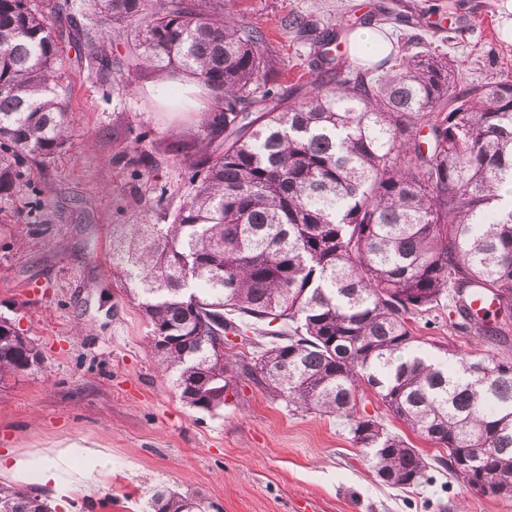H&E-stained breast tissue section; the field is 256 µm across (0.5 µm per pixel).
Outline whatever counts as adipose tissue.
<instances>
[{
    "label": "adipose tissue",
    "instance_id": "obj_1",
    "mask_svg": "<svg viewBox=\"0 0 512 512\" xmlns=\"http://www.w3.org/2000/svg\"><path fill=\"white\" fill-rule=\"evenodd\" d=\"M104 469V459L94 448L78 451L61 448L27 459L15 457L8 451L0 453V474L9 473L29 483L52 486L62 496L71 489L70 473L78 472L89 478Z\"/></svg>",
    "mask_w": 512,
    "mask_h": 512
}]
</instances>
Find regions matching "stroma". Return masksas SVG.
<instances>
[{
	"label": "stroma",
	"instance_id": "obj_1",
	"mask_svg": "<svg viewBox=\"0 0 512 512\" xmlns=\"http://www.w3.org/2000/svg\"><path fill=\"white\" fill-rule=\"evenodd\" d=\"M38 0L62 38L70 98L69 138L35 172L46 203L26 196L0 202V315L41 353L40 367L0 382V452L27 457L70 445L100 449L108 471L67 497L29 486L56 512H146L158 490L196 494L208 512H512L442 468L429 483H381L353 444L347 419L288 408L240 379L238 394L210 413L186 405L162 375L150 327L112 270L125 224H167L188 192L185 162L169 145L204 136L213 101L205 91L162 105V77L140 69L125 29L112 28V74L100 82L88 62L87 0ZM399 13L394 39L424 36L447 53L464 84L512 77V0H230L237 17L262 27L283 67L282 88L311 81L310 46L281 20L311 15L338 29V53L361 22L378 24L380 5ZM141 138V174L114 161L118 145ZM166 201H159V193ZM417 335L469 353L474 342L453 328L447 309L418 316Z\"/></svg>",
	"mask_w": 512,
	"mask_h": 512
}]
</instances>
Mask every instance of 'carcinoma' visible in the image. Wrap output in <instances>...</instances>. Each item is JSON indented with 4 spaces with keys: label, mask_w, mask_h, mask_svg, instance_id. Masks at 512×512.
Instances as JSON below:
<instances>
[{
    "label": "carcinoma",
    "mask_w": 512,
    "mask_h": 512,
    "mask_svg": "<svg viewBox=\"0 0 512 512\" xmlns=\"http://www.w3.org/2000/svg\"><path fill=\"white\" fill-rule=\"evenodd\" d=\"M105 27L89 60L110 68L107 25L124 23L142 66L193 77L214 98L194 144L191 191L168 224H128L112 265L151 327L162 371L193 408L224 407L246 377L273 400L345 416L379 481L411 487L431 464L490 498H512V357L428 351L416 316L454 303L478 345L512 335V79L457 86L445 55L414 34L375 64L343 66L336 31L281 25L311 42L316 77L285 97L273 43L224 0H95ZM60 42L35 0H0V200L44 205L32 167L67 140ZM488 295L493 308L474 313ZM271 338L270 355L232 359L227 334ZM41 363L0 316V382ZM489 376L473 386L469 378ZM437 445L428 462L381 419ZM150 512H205L171 491ZM0 512H51L0 486Z\"/></svg>",
    "instance_id": "cac0c4a2"
}]
</instances>
